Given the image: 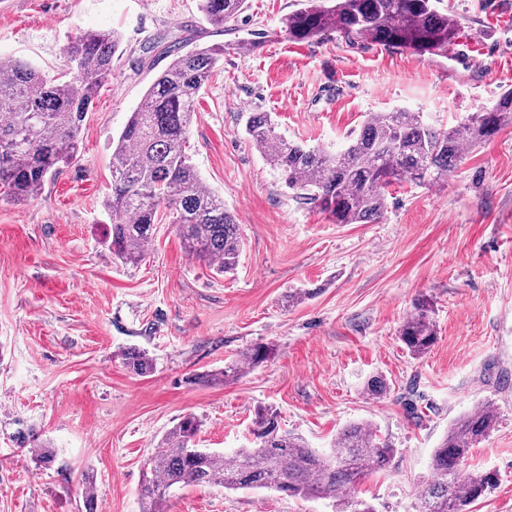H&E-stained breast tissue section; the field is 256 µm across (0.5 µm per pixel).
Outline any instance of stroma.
<instances>
[{
    "label": "stroma",
    "instance_id": "obj_1",
    "mask_svg": "<svg viewBox=\"0 0 512 512\" xmlns=\"http://www.w3.org/2000/svg\"><path fill=\"white\" fill-rule=\"evenodd\" d=\"M199 0H0V56L53 74L76 34L116 31L121 48L80 135L78 157L34 200L0 198V512H140L147 457L181 418L201 421L199 445L232 454L254 411L328 449L367 423L396 454L352 494L374 512H416L434 448L477 404L498 423L469 454L497 471L496 489L470 512H512V113L451 174L393 185L373 224H335L297 199L244 135L268 112L288 139L336 150L367 115L398 108L438 127L492 108L512 89V0H434L461 24L456 54L428 57L336 33L288 38L282 21L301 0H246L236 28L214 36ZM223 42L189 134L205 185L240 226L232 274L189 256L161 223L138 266L104 244L112 139L165 60L145 65L159 39ZM306 298L287 307L288 292ZM436 308L437 341L412 358L398 330L418 295ZM273 348L226 383L252 344ZM154 362L138 376L122 351ZM383 377L388 391L366 394ZM54 460L41 465L37 445ZM167 512H336L329 500L273 490L189 486Z\"/></svg>",
    "mask_w": 512,
    "mask_h": 512
}]
</instances>
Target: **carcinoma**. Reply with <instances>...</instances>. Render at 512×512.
<instances>
[{"label": "carcinoma", "mask_w": 512, "mask_h": 512, "mask_svg": "<svg viewBox=\"0 0 512 512\" xmlns=\"http://www.w3.org/2000/svg\"><path fill=\"white\" fill-rule=\"evenodd\" d=\"M245 0H200L204 20L224 32ZM288 37L307 40L327 33L439 56L460 35L450 12L432 0H308L283 20ZM118 33H79L64 48L65 71L48 76L16 58H0V193L15 203L37 197L47 177L78 153L80 134L99 91L112 81ZM170 63L153 79L112 147V194L104 209L112 216L104 244L124 264L146 257L166 214L191 257L220 273L236 269L242 251L240 227L224 208V198L204 186L186 153L196 102L219 64L224 45L185 49L180 41L161 45ZM512 112V91L498 104L471 112L449 128L435 127L420 112L393 110L368 115L359 132L339 152L290 140L269 112H251L245 133L296 197L335 224H373L387 206L388 188L409 179L423 183L456 169L466 153L490 140L502 115ZM435 308L418 298L399 329L408 352L420 358L434 345ZM272 349L256 343L243 359L224 366V379L265 362ZM130 372L142 376L153 361L136 348L121 354ZM497 415L483 405L455 419L432 456L433 479L418 512H469L498 484L493 471H467L471 449L496 429ZM199 421L182 418L168 431L164 452L150 456L139 490L141 512H161L177 491L191 485L227 490L270 489L289 497L332 498L336 512H373L351 495L362 477L385 468L395 449L364 423L341 429L330 449L320 452L301 436L279 426L271 407L256 411L249 446L226 460L198 447Z\"/></svg>", "instance_id": "1"}]
</instances>
